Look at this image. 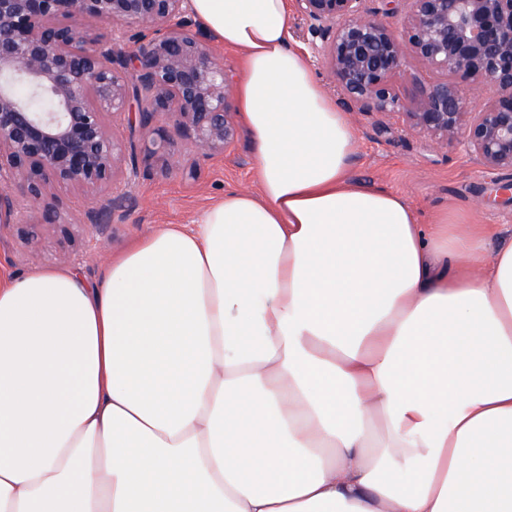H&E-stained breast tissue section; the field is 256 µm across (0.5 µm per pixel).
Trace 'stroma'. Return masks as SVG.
<instances>
[{
  "label": "stroma",
  "instance_id": "obj_1",
  "mask_svg": "<svg viewBox=\"0 0 512 512\" xmlns=\"http://www.w3.org/2000/svg\"><path fill=\"white\" fill-rule=\"evenodd\" d=\"M347 118L357 136L348 170L351 182L403 194L421 223H432L444 212L455 223L490 224L501 238H512V194L502 189L512 181L511 173L487 171L454 147L435 149L387 115L351 112ZM253 157V142L242 126L230 152L200 162L191 173L168 172L140 157L126 162L123 183L134 204L104 236L96 234L87 215L104 206L105 197L60 188L36 204L26 189L16 188L18 223L0 234V263L24 273L59 265L68 255L71 268L98 277L111 257L155 228L194 224L225 192L256 190Z\"/></svg>",
  "mask_w": 512,
  "mask_h": 512
}]
</instances>
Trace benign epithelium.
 Wrapping results in <instances>:
<instances>
[{
    "instance_id": "7a95c632",
    "label": "benign epithelium",
    "mask_w": 512,
    "mask_h": 512,
    "mask_svg": "<svg viewBox=\"0 0 512 512\" xmlns=\"http://www.w3.org/2000/svg\"><path fill=\"white\" fill-rule=\"evenodd\" d=\"M366 2L292 0L347 111L395 116L437 149L458 147L486 169L512 172V0H405L399 32L390 9ZM85 17L112 22L111 46L78 23ZM192 26L189 0H0V229L15 223L22 183L35 202L56 185L107 192V206L89 214L104 234L132 201L120 188L117 117L153 129L144 159L167 170L186 160L155 126L160 116L198 160L230 150V70ZM407 76L410 104L395 85ZM487 84L494 96L475 111L466 90Z\"/></svg>"
}]
</instances>
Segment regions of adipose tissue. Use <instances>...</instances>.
Instances as JSON below:
<instances>
[{
	"label": "adipose tissue",
	"instance_id": "1",
	"mask_svg": "<svg viewBox=\"0 0 512 512\" xmlns=\"http://www.w3.org/2000/svg\"><path fill=\"white\" fill-rule=\"evenodd\" d=\"M190 8L258 189L0 274V512H512V241L347 179L288 0Z\"/></svg>",
	"mask_w": 512,
	"mask_h": 512
}]
</instances>
